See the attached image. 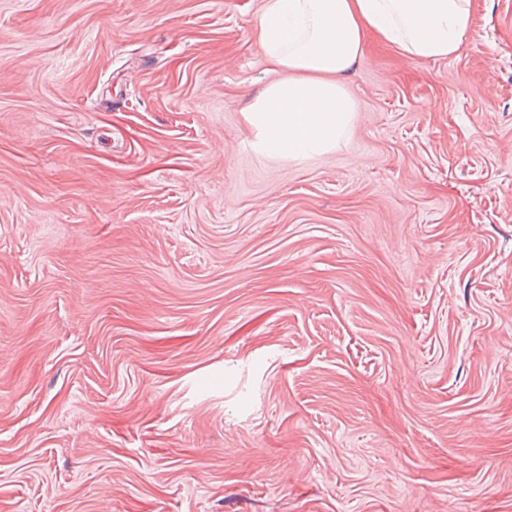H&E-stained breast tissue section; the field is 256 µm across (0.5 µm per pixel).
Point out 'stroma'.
Instances as JSON below:
<instances>
[{
	"mask_svg": "<svg viewBox=\"0 0 512 512\" xmlns=\"http://www.w3.org/2000/svg\"><path fill=\"white\" fill-rule=\"evenodd\" d=\"M262 0H0V512H512V0L255 152Z\"/></svg>",
	"mask_w": 512,
	"mask_h": 512,
	"instance_id": "obj_1",
	"label": "stroma"
}]
</instances>
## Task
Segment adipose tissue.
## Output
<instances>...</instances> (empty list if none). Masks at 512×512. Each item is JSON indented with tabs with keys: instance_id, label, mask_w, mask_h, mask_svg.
Wrapping results in <instances>:
<instances>
[{
	"instance_id": "adipose-tissue-1",
	"label": "adipose tissue",
	"mask_w": 512,
	"mask_h": 512,
	"mask_svg": "<svg viewBox=\"0 0 512 512\" xmlns=\"http://www.w3.org/2000/svg\"><path fill=\"white\" fill-rule=\"evenodd\" d=\"M472 33V0H265L258 40L284 77L245 110L254 148L291 159L335 149L355 112L344 77L368 37L403 57L436 61Z\"/></svg>"
}]
</instances>
